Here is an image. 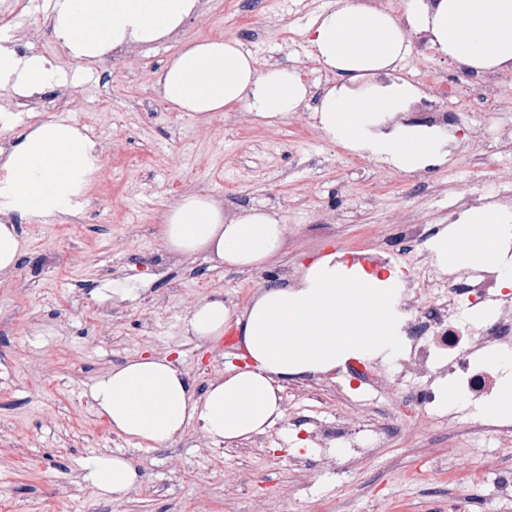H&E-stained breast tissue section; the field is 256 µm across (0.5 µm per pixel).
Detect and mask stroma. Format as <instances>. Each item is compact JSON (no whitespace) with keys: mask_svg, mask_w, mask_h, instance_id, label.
I'll return each mask as SVG.
<instances>
[{"mask_svg":"<svg viewBox=\"0 0 512 512\" xmlns=\"http://www.w3.org/2000/svg\"><path fill=\"white\" fill-rule=\"evenodd\" d=\"M333 2L199 0L181 34L88 63L54 39L53 0L18 12L13 0H0V14H13L11 33L24 36L20 50L49 53L56 71L38 110L0 130V146L30 124L65 118L112 149L83 209L19 224L26 252L14 274L0 278V512H512V497L497 491L512 474V443L480 431L452 439L439 419L426 433L339 449L340 472L323 470L325 451L308 442L305 417L393 421L342 376L288 383L282 420L230 446L200 447L195 428L161 448L138 445L114 434L87 398L97 377L141 355L170 357L204 393L234 348L175 335L203 298L222 295L240 312L267 279L291 275L301 256L329 242L400 260L398 226L406 219L438 228L462 198L495 203L512 185V137L499 135L512 129V73L493 74L486 87L470 83L418 37L400 76L430 92L432 111L454 114L460 133L482 128L492 162L457 150L447 164L415 173L378 162L354 168L351 152L317 128L320 81L298 113L271 125L244 108L200 120L159 95L157 72L188 38L239 40L262 70L304 69L312 63L306 30ZM64 88L78 102L60 113L54 104ZM189 193L211 195L228 217L253 207L278 212L288 229L270 265L242 271L202 255L168 256L160 226ZM115 278L137 282L138 297L98 303L96 288ZM100 453L124 456L139 471L121 498H99L82 480L84 459ZM459 455L472 460L478 483L472 497L456 500L448 470Z\"/></svg>","mask_w":512,"mask_h":512,"instance_id":"stroma-1","label":"stroma"}]
</instances>
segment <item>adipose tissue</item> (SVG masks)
<instances>
[{"label": "adipose tissue", "mask_w": 512, "mask_h": 512, "mask_svg": "<svg viewBox=\"0 0 512 512\" xmlns=\"http://www.w3.org/2000/svg\"><path fill=\"white\" fill-rule=\"evenodd\" d=\"M197 5L54 0L51 28L71 57L95 60L168 38ZM419 35L459 70L512 71V0H404L398 17L360 0H336L307 30L312 56L336 77L316 109L319 130L332 143L400 173L442 165L452 153L439 128L397 120L423 96L397 73ZM54 77L44 56L22 55L0 42V87L29 97L51 87ZM157 85L164 101L200 118L244 108L278 120L309 94L299 71L259 70L234 39L185 40L159 71ZM100 166L95 142L74 121L30 125L9 148H0V275L14 271L24 253L16 219L46 221L81 209ZM511 230L512 209L488 204L461 212L433 237L430 250L443 267L498 269L512 287V257L503 249ZM286 231L277 212L262 208L225 220L223 206L204 194L180 198L161 226L169 253L202 254L237 269L266 265ZM401 275L396 267L383 276L347 267L332 250L300 262L291 283L260 287L239 313H231L222 297L203 299L178 324V335L208 343L234 323L243 365L228 366L199 396L168 358L134 357L100 375L89 397L114 433L149 448L167 445L192 426L228 445L249 439L282 419L286 384L403 350ZM82 471L102 498L123 495L139 480L134 464L120 455H92Z\"/></svg>", "instance_id": "1"}]
</instances>
